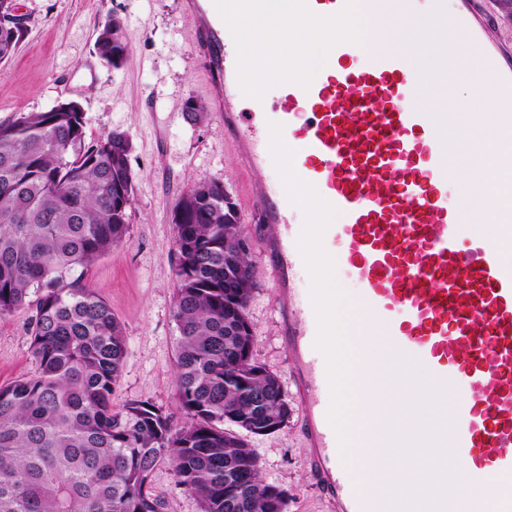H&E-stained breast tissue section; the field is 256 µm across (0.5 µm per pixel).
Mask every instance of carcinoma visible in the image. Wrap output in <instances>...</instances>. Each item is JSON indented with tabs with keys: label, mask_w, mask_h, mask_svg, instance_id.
Wrapping results in <instances>:
<instances>
[{
	"label": "carcinoma",
	"mask_w": 512,
	"mask_h": 512,
	"mask_svg": "<svg viewBox=\"0 0 512 512\" xmlns=\"http://www.w3.org/2000/svg\"><path fill=\"white\" fill-rule=\"evenodd\" d=\"M24 37L0 25V63ZM95 48L116 67L127 53L108 20ZM131 143L113 131L85 142L84 113L51 107L0 123V318L38 293L31 329L36 375L0 385V512H162L151 492L162 463L200 512H287L248 437L281 430V380L254 360V289L237 205L199 183L173 208L178 338L175 430L148 401L112 408L124 328L82 270L124 240L134 201Z\"/></svg>",
	"instance_id": "carcinoma-1"
}]
</instances>
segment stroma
I'll return each instance as SVG.
<instances>
[{
  "instance_id": "obj_1",
  "label": "stroma",
  "mask_w": 512,
  "mask_h": 512,
  "mask_svg": "<svg viewBox=\"0 0 512 512\" xmlns=\"http://www.w3.org/2000/svg\"><path fill=\"white\" fill-rule=\"evenodd\" d=\"M26 35L16 54L0 64V122L47 110L74 98L85 113L87 141L112 131L132 141L129 164L134 202L123 242L84 276L125 328L126 355L112 394L114 408L145 400L169 414L173 428L187 422L174 399L177 329L173 208L200 182L222 184L237 204L251 244L255 288L248 315L256 327V362L277 374L292 412L281 430L250 437L264 477L288 492V512H336L318 488L308 464L302 404L279 325L278 293L264 261L259 215L249 187L262 171L241 167L224 140L211 77L194 42L183 0H16ZM118 19L129 45L119 67L96 54L104 23ZM206 106L205 120L191 121L188 101ZM35 301L0 319V385L31 376ZM164 512H199L197 500L178 484L171 467L152 477Z\"/></svg>"
}]
</instances>
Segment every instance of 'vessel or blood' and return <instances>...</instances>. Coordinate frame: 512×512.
<instances>
[{
	"mask_svg": "<svg viewBox=\"0 0 512 512\" xmlns=\"http://www.w3.org/2000/svg\"><path fill=\"white\" fill-rule=\"evenodd\" d=\"M198 44L216 81L213 91L224 139L241 163L266 169L269 123L283 126L295 149L294 169L338 211L324 246L357 284L360 306L391 348L420 360L432 385H457L445 440L465 466L447 490L446 512H462L465 478L512 480V267L503 261L507 235L478 231L480 214L464 216L448 202L450 157L437 142L426 105L410 104L421 73L406 52H377L357 62V47L336 45V66L309 89L278 86L279 111L245 122L236 102V48L213 0H185ZM446 22L471 51L487 56L477 76L451 73L453 97L467 84L491 91L490 129L512 128V58L494 37L490 18L473 0H456ZM263 219V252L281 296V333L304 400V423L315 478L338 512H383L385 490L355 479L327 418L326 361L314 347L317 322L307 270L296 242L300 225L282 184L252 185Z\"/></svg>",
	"mask_w": 512,
	"mask_h": 512,
	"instance_id": "vessel-or-blood-1",
	"label": "vessel or blood"
}]
</instances>
